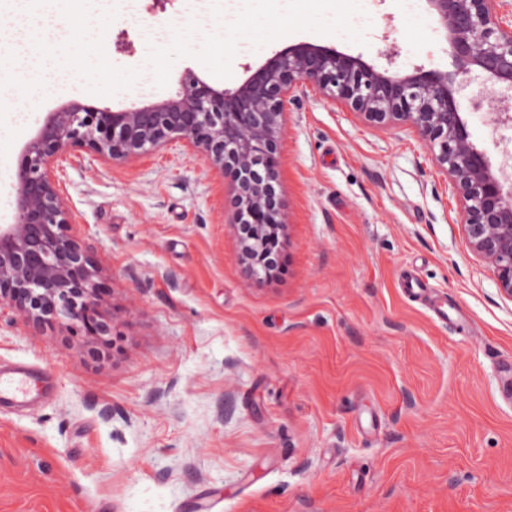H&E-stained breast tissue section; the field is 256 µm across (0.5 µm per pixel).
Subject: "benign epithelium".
Wrapping results in <instances>:
<instances>
[{
	"instance_id": "7a95c632",
	"label": "benign epithelium",
	"mask_w": 512,
	"mask_h": 512,
	"mask_svg": "<svg viewBox=\"0 0 512 512\" xmlns=\"http://www.w3.org/2000/svg\"><path fill=\"white\" fill-rule=\"evenodd\" d=\"M427 3L446 32L451 72L399 75L359 56L299 43L275 52L231 91L189 72L177 97L140 109L75 102L49 113L18 160L15 221L0 225V303L35 325L63 315L89 336L110 332L98 318L92 260L68 233L72 213L56 167L71 155L81 164H118L181 142L207 167L232 174L234 230L283 223L278 155L284 104L306 86L374 126L408 124L418 132L461 203L468 247L492 264L499 289L512 300V187L472 140L456 97L459 78L475 69L512 89V12H502L509 0ZM238 240L250 273L258 261L274 264L247 237Z\"/></svg>"
}]
</instances>
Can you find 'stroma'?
Masks as SVG:
<instances>
[{"label":"stroma","instance_id":"obj_1","mask_svg":"<svg viewBox=\"0 0 512 512\" xmlns=\"http://www.w3.org/2000/svg\"><path fill=\"white\" fill-rule=\"evenodd\" d=\"M105 53L207 16L210 0H112ZM365 44L299 31L240 50L232 75L178 59L166 87L89 93L77 75L5 98L18 129L0 159V225L18 159L48 113L129 110L176 97L185 72L234 89L276 51L312 42L405 74L451 71L426 0H366ZM284 267L244 272L234 182L183 144L123 164H64L69 232L103 286L112 336L0 305V365L38 372L28 407L0 408V512H512V300L466 245L448 177L410 126L376 129L314 87L285 105ZM500 171L512 125L465 112ZM413 271L426 300L405 296ZM459 314L441 321L431 303Z\"/></svg>","mask_w":512,"mask_h":512}]
</instances>
